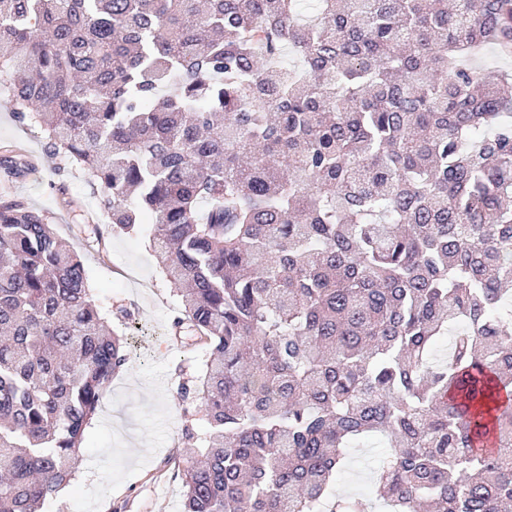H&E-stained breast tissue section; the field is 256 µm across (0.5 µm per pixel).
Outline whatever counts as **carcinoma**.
Wrapping results in <instances>:
<instances>
[{"label":"carcinoma","mask_w":512,"mask_h":512,"mask_svg":"<svg viewBox=\"0 0 512 512\" xmlns=\"http://www.w3.org/2000/svg\"><path fill=\"white\" fill-rule=\"evenodd\" d=\"M0 0V73L209 360L183 512H512V0ZM288 53L298 58L293 65ZM447 339L448 359H437ZM49 216L0 201V512H41L128 363ZM485 69H501L512 71V56L502 55L494 45H487L482 52L469 63ZM383 441H373L359 448H351L348 466L339 482V489L347 495L370 499L373 468L387 453Z\"/></svg>","instance_id":"obj_1"}]
</instances>
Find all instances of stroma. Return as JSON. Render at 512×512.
Listing matches in <instances>:
<instances>
[{
    "instance_id": "35a3bbf8",
    "label": "stroma",
    "mask_w": 512,
    "mask_h": 512,
    "mask_svg": "<svg viewBox=\"0 0 512 512\" xmlns=\"http://www.w3.org/2000/svg\"><path fill=\"white\" fill-rule=\"evenodd\" d=\"M44 133L19 119L0 93V156L21 150L20 178L0 174V199L45 211L56 233L81 256L95 304L110 329L130 342V358L105 392L87 428L69 485L43 512H181V471L191 446L186 421L205 430L199 402L182 399L179 383L196 377L207 348L189 329L173 331L178 298L153 249V230L117 234L98 207L91 174L65 157L47 156ZM384 442L351 449L339 489L371 496V476Z\"/></svg>"
}]
</instances>
